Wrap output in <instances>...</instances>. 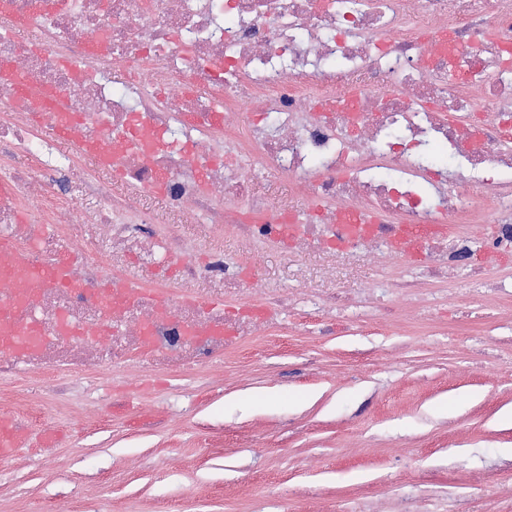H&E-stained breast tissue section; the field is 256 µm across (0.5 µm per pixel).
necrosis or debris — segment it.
<instances>
[{"label": "necrosis or debris", "mask_w": 512, "mask_h": 512, "mask_svg": "<svg viewBox=\"0 0 512 512\" xmlns=\"http://www.w3.org/2000/svg\"><path fill=\"white\" fill-rule=\"evenodd\" d=\"M259 173L300 205L271 209ZM116 184L259 252L396 268L426 228L423 287L447 301L449 277L483 279L475 256L512 252V0H0V336L18 345L1 375L199 365L279 327L288 297L193 261L180 225L153 231ZM72 204L106 252L44 280L31 262L57 256ZM133 254L177 264L178 287L128 293Z\"/></svg>", "instance_id": "4bbe7bcc"}]
</instances>
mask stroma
<instances>
[{"mask_svg":"<svg viewBox=\"0 0 512 512\" xmlns=\"http://www.w3.org/2000/svg\"><path fill=\"white\" fill-rule=\"evenodd\" d=\"M245 282L274 290L375 287L386 269L249 242L188 224ZM380 327L341 334L309 305L213 362L106 365L54 381L0 380V414L36 408L42 446L0 461V512H469L483 490L512 512V301L454 282Z\"/></svg>","mask_w":512,"mask_h":512,"instance_id":"1","label":"stroma"}]
</instances>
